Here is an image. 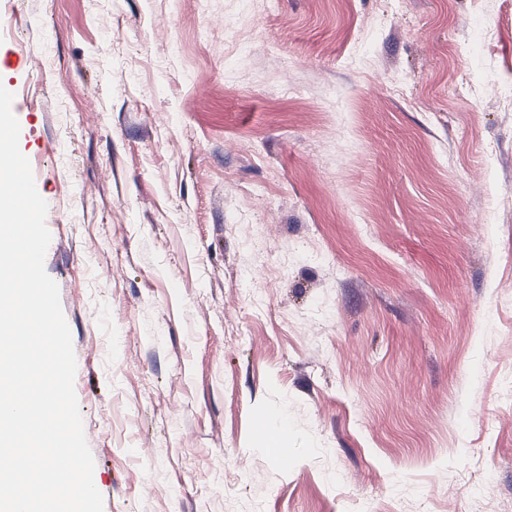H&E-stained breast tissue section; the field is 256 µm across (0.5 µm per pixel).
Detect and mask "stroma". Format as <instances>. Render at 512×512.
<instances>
[{"mask_svg": "<svg viewBox=\"0 0 512 512\" xmlns=\"http://www.w3.org/2000/svg\"><path fill=\"white\" fill-rule=\"evenodd\" d=\"M505 2L0 0L104 512H512Z\"/></svg>", "mask_w": 512, "mask_h": 512, "instance_id": "obj_1", "label": "stroma"}]
</instances>
